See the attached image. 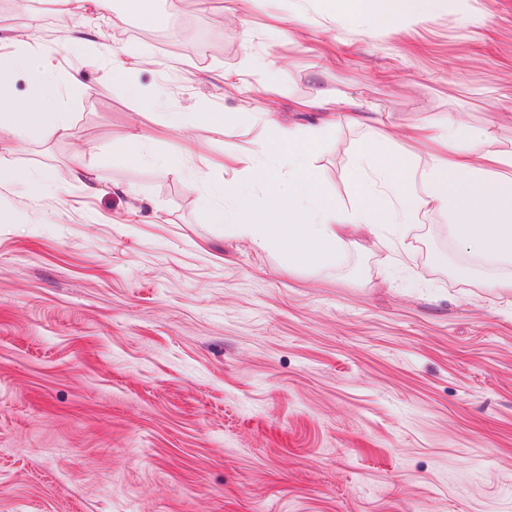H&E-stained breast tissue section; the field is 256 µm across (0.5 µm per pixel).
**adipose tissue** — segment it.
Here are the masks:
<instances>
[{
	"instance_id": "adipose-tissue-1",
	"label": "adipose tissue",
	"mask_w": 512,
	"mask_h": 512,
	"mask_svg": "<svg viewBox=\"0 0 512 512\" xmlns=\"http://www.w3.org/2000/svg\"><path fill=\"white\" fill-rule=\"evenodd\" d=\"M78 21L91 13L136 9L155 14L159 0H60ZM29 45H16L12 70L27 71L32 84L29 95L15 98L7 84L0 82V137L23 141L43 134L59 122L53 108L52 88L59 73L50 56L32 64ZM310 107L326 111L321 126L308 129L282 128L276 143H262L240 154L237 163L240 181L224 185L232 202L224 208L205 204L207 218L223 225L231 234L250 240L258 248L276 251L284 265L297 267L312 262L323 266L335 263L337 247L346 230L378 240V229L388 224L396 237H403L404 224L426 208L447 210L451 233L468 251L497 263L512 262V154L487 155L478 149L477 135L456 122L438 127L430 137L441 147L428 154L424 163L406 168L391 155L383 129L366 125L356 99L314 96ZM362 128L357 158L351 170L355 200L339 207L321 190L309 158L326 128L337 119ZM280 154L288 160L287 172L262 164L265 156ZM287 178V190H280V178ZM262 182L277 196L273 208L256 212L251 190Z\"/></svg>"
}]
</instances>
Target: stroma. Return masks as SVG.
I'll return each mask as SVG.
<instances>
[{"label": "stroma", "instance_id": "35a3bbf8", "mask_svg": "<svg viewBox=\"0 0 512 512\" xmlns=\"http://www.w3.org/2000/svg\"><path fill=\"white\" fill-rule=\"evenodd\" d=\"M388 8L178 0L80 27L55 0H0V57L51 53L68 125L0 139V172L67 173L0 182V512H512V265L427 210L404 242L385 226L378 249L290 268L200 206L273 141L259 113L313 125L298 103L317 90L386 118L406 159L450 119L512 152V0ZM115 50L153 64L112 79ZM187 111L226 124L169 126ZM360 137L338 120L310 158L343 207ZM391 11L384 21H390L394 15L403 14L411 17L426 18L440 6L441 0H391ZM55 178H58V174L55 172L16 170L12 173L13 181L30 194H35L44 180Z\"/></svg>", "mask_w": 512, "mask_h": 512}]
</instances>
